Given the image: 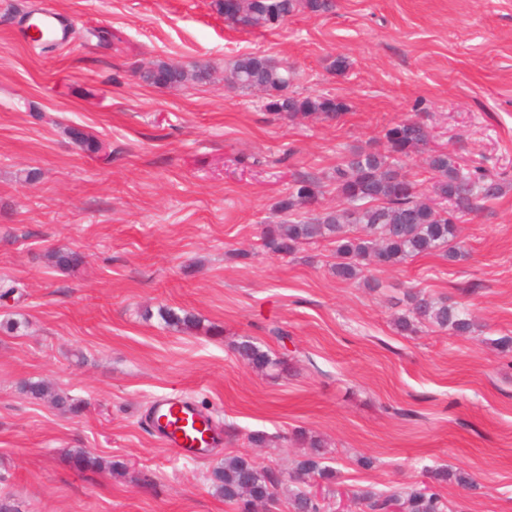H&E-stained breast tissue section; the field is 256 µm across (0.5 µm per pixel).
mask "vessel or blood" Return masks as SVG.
<instances>
[{
    "label": "vessel or blood",
    "instance_id": "1",
    "mask_svg": "<svg viewBox=\"0 0 512 512\" xmlns=\"http://www.w3.org/2000/svg\"><path fill=\"white\" fill-rule=\"evenodd\" d=\"M148 423L179 456L203 459L221 438L211 415L178 395L155 399Z\"/></svg>",
    "mask_w": 512,
    "mask_h": 512
}]
</instances>
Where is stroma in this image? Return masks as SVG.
I'll return each mask as SVG.
<instances>
[{"label":"stroma","mask_w":512,"mask_h":512,"mask_svg":"<svg viewBox=\"0 0 512 512\" xmlns=\"http://www.w3.org/2000/svg\"><path fill=\"white\" fill-rule=\"evenodd\" d=\"M67 26L51 44L32 26ZM293 66L301 95L342 100L335 120H290L268 97L224 82L240 55ZM345 57L339 74L329 65ZM159 61L212 65L209 83L157 88ZM412 118L429 149L501 184L459 226L456 262L421 254L363 279H336L335 246L268 253L266 225L294 176L322 185L352 148H383ZM77 127L101 145L79 149ZM79 252L74 270L49 254ZM377 288H369L370 280ZM468 308L474 332L400 331L404 295ZM194 314L191 331L159 308ZM0 501L14 512H233L213 469L246 454L288 476L321 438L334 492L468 473L436 490L450 512H512V0H335L273 29L225 22L214 0H0ZM287 335L278 341L276 331ZM251 337L282 361L262 374L232 346ZM46 380L64 413L23 391ZM179 392L210 411L224 444L202 460L146 425L154 399ZM274 439L248 444L249 433ZM83 451L102 467L76 469ZM122 462L121 470L110 467Z\"/></svg>","instance_id":"stroma-1"}]
</instances>
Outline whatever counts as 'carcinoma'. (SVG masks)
I'll list each match as a JSON object with an SVG mask.
<instances>
[{
    "mask_svg": "<svg viewBox=\"0 0 512 512\" xmlns=\"http://www.w3.org/2000/svg\"><path fill=\"white\" fill-rule=\"evenodd\" d=\"M215 7L229 25L243 30L272 28L289 16L303 12L319 16L334 8L332 0H215ZM211 67L206 63L190 65L159 61L141 72L144 82L156 87L202 83L209 79ZM224 81L242 92L261 91L270 96L269 111L296 119L321 114L336 119L346 105L335 98L321 95L301 96L291 90L294 72L281 61L263 55H246L232 60L224 69ZM69 136L84 151L99 150L97 143L76 127ZM431 134L428 127L414 119H406L386 130L384 151L358 148L350 151L343 164L331 175L336 195L344 207L336 211L315 213L311 206L317 197V182L297 177L288 197L278 203L280 211L292 219L270 224L263 237V247L274 254L289 256L299 245L323 238L336 243V264L332 272L342 281L362 276L370 266H392L405 258L440 252L450 261L463 257L455 242L456 224L479 207V202L498 196V183L479 166L464 167L444 150H434L427 157L428 167L435 173V198L425 199L416 185L401 171L400 162L424 148ZM51 262L62 270H73L83 257L73 251L51 254ZM408 313L398 318L397 327L409 331L414 324L428 322L440 329L463 335L472 332L474 323L468 312L448 300L435 301L418 292L406 293ZM160 319L168 327L191 330L198 326L192 314L180 316L167 308L158 309ZM234 351L251 367L273 371L282 361L250 340L234 344ZM23 391L33 400L47 397L63 410L76 411L68 397L49 383L36 380L24 384ZM311 451L289 474L288 501L293 512H323L321 499L302 487L306 478L330 483L335 471L322 465V445L314 440ZM431 481L441 484L455 479L462 486L476 488L464 472L451 473L446 468L430 471ZM212 484L224 502L236 512H253L259 504L277 499L283 480L271 468L244 456L224 458L212 471ZM352 502L364 512H447L448 506L438 492L427 485H412L381 492L364 489L352 492Z\"/></svg>",
    "mask_w": 512,
    "mask_h": 512,
    "instance_id": "1",
    "label": "carcinoma"
}]
</instances>
